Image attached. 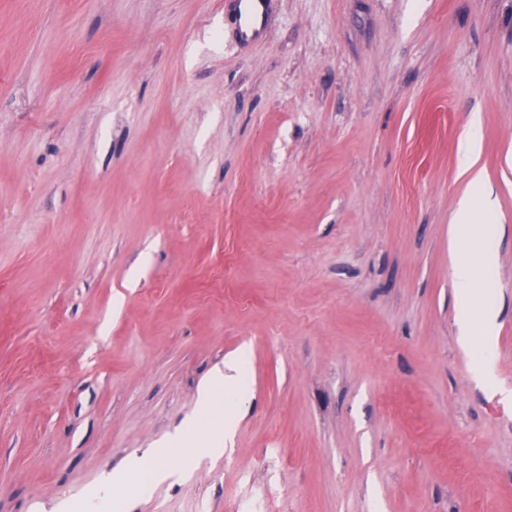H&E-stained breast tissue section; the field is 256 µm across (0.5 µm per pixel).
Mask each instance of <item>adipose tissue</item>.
Listing matches in <instances>:
<instances>
[{
	"mask_svg": "<svg viewBox=\"0 0 512 512\" xmlns=\"http://www.w3.org/2000/svg\"><path fill=\"white\" fill-rule=\"evenodd\" d=\"M481 122L472 116L459 140L458 154L469 175L466 190L457 202L452 227L456 240L468 242L469 250L456 251L453 262V284L456 288L458 307L456 322L461 342H469L472 319L479 300V278H493L497 255L489 241L495 232L498 202L477 159L481 148ZM248 360L247 350L225 358L223 366L215 367L200 384L198 391L199 419L186 420L169 439L161 441L147 458H133L126 469L113 472L104 478L100 492L103 496L115 495L130 478L149 466V480L140 484V491H148L150 484L167 480L174 475L176 463H189L201 456L220 455L224 441L232 437L235 417L223 418L217 414V398L225 396L227 404L241 406L246 400L242 386Z\"/></svg>",
	"mask_w": 512,
	"mask_h": 512,
	"instance_id": "1",
	"label": "adipose tissue"
}]
</instances>
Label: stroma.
Here are the masks:
<instances>
[{
	"label": "stroma",
	"mask_w": 512,
	"mask_h": 512,
	"mask_svg": "<svg viewBox=\"0 0 512 512\" xmlns=\"http://www.w3.org/2000/svg\"><path fill=\"white\" fill-rule=\"evenodd\" d=\"M241 349L223 454L97 512H512V0H0V512L93 499ZM480 129V118L473 114L458 143V154L465 164L463 169L469 174L467 188L457 202L452 227L457 243L467 241L470 245L468 251L456 249L452 262L458 299L456 322L459 339L464 344L470 342L472 319L479 300L478 279L483 272L487 281L493 280L497 266V255L489 241L495 232L498 202L483 169L477 167L482 142Z\"/></svg>",
	"instance_id": "35a3bbf8"
}]
</instances>
